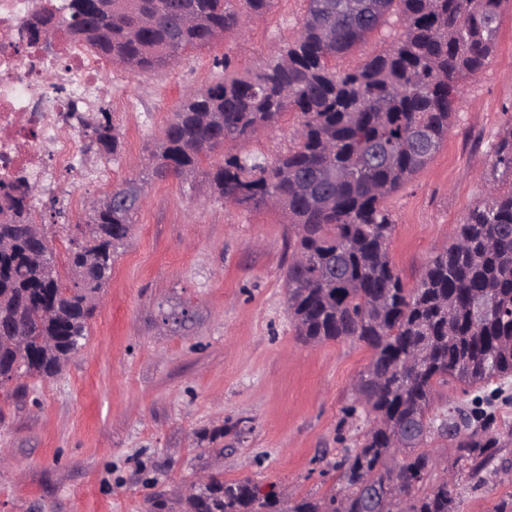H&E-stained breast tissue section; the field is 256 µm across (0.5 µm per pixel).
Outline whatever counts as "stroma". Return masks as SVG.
Segmentation results:
<instances>
[{"label": "stroma", "mask_w": 512, "mask_h": 512, "mask_svg": "<svg viewBox=\"0 0 512 512\" xmlns=\"http://www.w3.org/2000/svg\"><path fill=\"white\" fill-rule=\"evenodd\" d=\"M302 13L301 0H278L246 34L227 32L155 73L113 68L97 103L122 132L110 184L91 180L101 159L88 151L76 173L42 179L34 206L60 264L65 227L84 223L92 200L130 178L143 180L145 196L83 348L54 378L0 386V512H190V488L208 476L249 479L292 500L340 489L336 465L369 427L351 392L369 348L297 336L283 283L294 229L280 212L211 197L201 176L151 178L147 165L182 96L218 77L215 59L255 70ZM461 91L440 151L386 200L389 255L409 288L484 199L488 145L512 120V0L490 63ZM294 127L287 114L212 159L274 160L295 147ZM70 185L81 197L73 212L59 192ZM456 408L491 415L500 437L493 462L460 481L461 512H495L512 496V378L479 391L440 387L434 415Z\"/></svg>", "instance_id": "obj_1"}]
</instances>
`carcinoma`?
Here are the masks:
<instances>
[{"label":"carcinoma","instance_id":"carcinoma-1","mask_svg":"<svg viewBox=\"0 0 512 512\" xmlns=\"http://www.w3.org/2000/svg\"><path fill=\"white\" fill-rule=\"evenodd\" d=\"M303 0L299 28L257 70L229 57L206 88L187 93L152 152V173L185 181L201 173L211 194L246 210H281L297 228L284 272L296 334L312 342L356 338L371 351L355 402L373 416L361 446L339 464L345 492L304 496L285 512H369L368 489L403 496L402 512H460L448 479H433L424 448L433 434H457L430 416L439 387L482 388L512 375V123L491 145L494 177L485 199L456 226L453 241L404 286L388 246L395 224L384 205L440 151L461 107L460 83L494 52L503 0ZM275 0H66L30 28L34 39L62 33L94 56L150 74L229 30L246 32ZM398 23L400 33L357 69L337 56ZM298 145L274 162L235 154L202 169L228 141L247 143L288 113ZM105 156L122 142L108 112L82 122ZM37 185L0 181V384L55 377L82 346L88 320L124 247L144 196L129 180L90 210L69 238L66 276L51 239L33 223ZM27 361L14 368L11 337ZM499 439L456 442L474 478L494 460ZM192 512H271L277 495L249 480L213 477L189 497Z\"/></svg>","mask_w":512,"mask_h":512}]
</instances>
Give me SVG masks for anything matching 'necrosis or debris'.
Masks as SVG:
<instances>
[{
    "label": "necrosis or debris",
    "instance_id": "1",
    "mask_svg": "<svg viewBox=\"0 0 512 512\" xmlns=\"http://www.w3.org/2000/svg\"><path fill=\"white\" fill-rule=\"evenodd\" d=\"M36 0H0V178L75 169L76 113L102 92L106 63L67 40L57 52L30 42ZM54 85H46V75Z\"/></svg>",
    "mask_w": 512,
    "mask_h": 512
}]
</instances>
